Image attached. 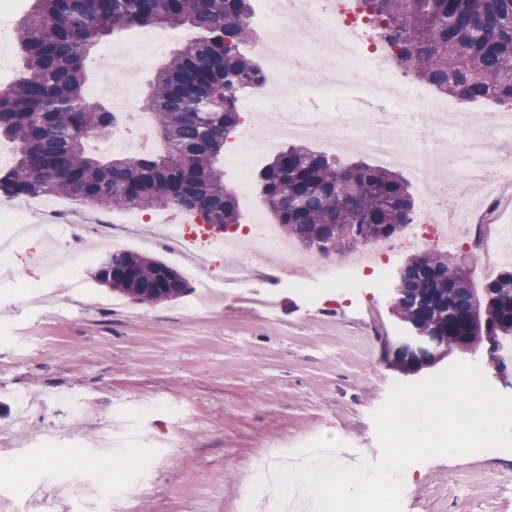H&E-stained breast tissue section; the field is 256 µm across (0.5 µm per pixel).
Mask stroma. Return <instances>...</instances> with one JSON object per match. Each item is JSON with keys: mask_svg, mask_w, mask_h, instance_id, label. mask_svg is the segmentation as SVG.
<instances>
[{"mask_svg": "<svg viewBox=\"0 0 512 512\" xmlns=\"http://www.w3.org/2000/svg\"><path fill=\"white\" fill-rule=\"evenodd\" d=\"M46 242L8 254L18 276L0 290V458L21 465L0 476L14 512L45 489V512H94L102 491L98 444L117 413L138 441L114 481L122 512H243L250 473L272 454L298 466L300 448L340 441L348 464L381 456L373 414L396 383H415L453 363H476L512 396V361L497 369L486 348L454 352L416 373L394 350L404 331L391 293L335 290L315 299L288 284L287 265L239 260L236 281L195 306V293L154 306L114 304L92 277L45 282ZM53 299L24 304L32 288ZM79 446L78 468L45 465L48 441ZM402 512H512V450L418 462Z\"/></svg>", "mask_w": 512, "mask_h": 512, "instance_id": "1", "label": "stroma"}]
</instances>
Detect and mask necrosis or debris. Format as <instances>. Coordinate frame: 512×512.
I'll return each instance as SVG.
<instances>
[{"mask_svg": "<svg viewBox=\"0 0 512 512\" xmlns=\"http://www.w3.org/2000/svg\"><path fill=\"white\" fill-rule=\"evenodd\" d=\"M248 24L256 31L250 49L267 58L270 69L267 83L240 102L248 115L243 154L275 150L288 138L323 139L336 151L358 142L380 164L403 171L415 187L434 186V193L423 195L410 228L411 235L423 241L429 231L446 229L449 213L468 210L469 189H481L491 211L500 190L512 186V156L494 163L485 151L490 138L512 133V111L461 107L415 83L399 65L397 47L364 16L361 0H341L333 12L325 0H260V10ZM328 50L337 54V66L327 65ZM298 80L348 90L349 103L339 108L315 101L308 107L287 108L280 89ZM444 111L454 114L452 128L429 121ZM352 130L357 140H350ZM89 141L99 148L139 153L149 143L143 112L125 103L111 135H93ZM37 208L38 201L29 198L1 200L0 242L19 241L36 231L55 234L65 260L51 267V274L77 275L93 254L79 236L62 234L59 227L101 223L100 213L87 204L74 210L47 208L42 209L41 224L27 223V214ZM263 208L262 202H255V212L243 226L247 244L260 260H293L275 229L262 223ZM359 271L354 258H322L310 277L323 288H353Z\"/></svg>", "mask_w": 512, "mask_h": 512, "instance_id": "obj_1", "label": "necrosis or debris"}]
</instances>
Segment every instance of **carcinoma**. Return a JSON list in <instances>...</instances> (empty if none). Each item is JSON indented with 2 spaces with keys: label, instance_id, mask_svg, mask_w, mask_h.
<instances>
[{
  "label": "carcinoma",
  "instance_id": "1",
  "mask_svg": "<svg viewBox=\"0 0 512 512\" xmlns=\"http://www.w3.org/2000/svg\"><path fill=\"white\" fill-rule=\"evenodd\" d=\"M371 20L419 80L464 100L512 101V0H364ZM252 0H33L13 30L22 75L0 91V140L14 145L0 166V192L10 197L62 195L96 208L192 213L204 224H238L233 190L217 167L240 121L243 93L267 72L246 50ZM138 26L182 27L198 37L179 49L149 85L145 108L164 152L102 159L87 136L107 137L114 115L83 95L86 65L104 36ZM282 234L323 256L360 250L401 235L415 213L407 180L365 162L291 146L274 153L257 178ZM96 280L147 305L189 291L184 277L158 258L116 251L95 268ZM392 314L415 327L437 351L468 352L489 343L490 361L512 340V269L486 288L470 287L455 258L426 252L410 258L394 288ZM405 372L431 364L400 342Z\"/></svg>",
  "mask_w": 512,
  "mask_h": 512
}]
</instances>
